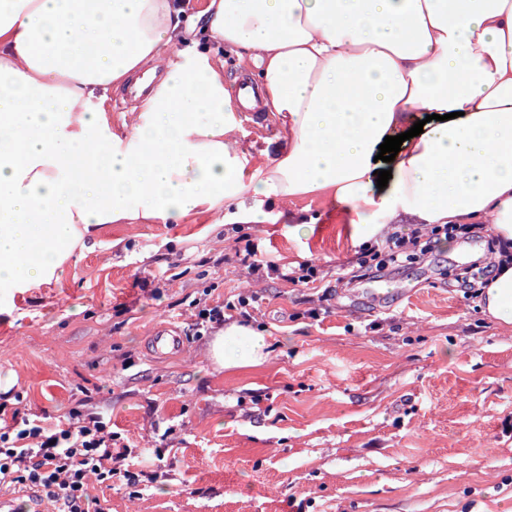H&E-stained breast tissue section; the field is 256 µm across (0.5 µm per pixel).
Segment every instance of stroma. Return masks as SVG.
<instances>
[{"label":"stroma","mask_w":512,"mask_h":512,"mask_svg":"<svg viewBox=\"0 0 512 512\" xmlns=\"http://www.w3.org/2000/svg\"><path fill=\"white\" fill-rule=\"evenodd\" d=\"M287 225L106 224L63 281L0 289V413L110 416L119 443L165 453L133 493L90 481L104 512H512V329L473 294L481 269L454 239L402 260L408 293L375 305L345 280L356 257L343 213L315 204ZM280 266L251 276L245 246ZM318 287L282 272L304 262ZM257 300L249 320L273 353L224 370L195 300ZM174 323L183 342L156 353Z\"/></svg>","instance_id":"35a3bbf8"}]
</instances>
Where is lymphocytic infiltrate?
<instances>
[{
    "mask_svg": "<svg viewBox=\"0 0 512 512\" xmlns=\"http://www.w3.org/2000/svg\"><path fill=\"white\" fill-rule=\"evenodd\" d=\"M480 230L477 224H436L424 234L416 229L394 231L360 247L351 278L364 279L405 255L425 258L438 239L469 240ZM113 439L100 412L80 413L58 423L11 418L0 426V486L41 489L57 503L58 512H103L99 500L87 491L88 479L104 483L120 478L131 487L140 483L131 448L114 446Z\"/></svg>",
    "mask_w": 512,
    "mask_h": 512,
    "instance_id": "f902f5d3",
    "label": "lymphocytic infiltrate"
}]
</instances>
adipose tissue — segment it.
<instances>
[{
    "label": "adipose tissue",
    "instance_id": "obj_1",
    "mask_svg": "<svg viewBox=\"0 0 512 512\" xmlns=\"http://www.w3.org/2000/svg\"><path fill=\"white\" fill-rule=\"evenodd\" d=\"M200 37L247 68L273 149L242 148L222 59L171 60ZM148 74L138 108L99 110ZM310 199L345 213L358 244L395 223L490 225L478 302L512 327V0H0V288L61 280L105 224L286 215L303 234ZM208 354L234 370L271 351L232 321Z\"/></svg>",
    "mask_w": 512,
    "mask_h": 512
}]
</instances>
